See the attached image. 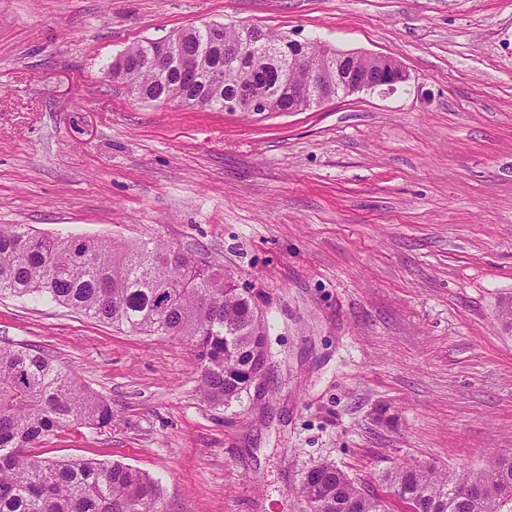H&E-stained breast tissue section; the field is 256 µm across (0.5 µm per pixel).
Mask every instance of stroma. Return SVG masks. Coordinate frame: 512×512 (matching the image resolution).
Instances as JSON below:
<instances>
[{
	"mask_svg": "<svg viewBox=\"0 0 512 512\" xmlns=\"http://www.w3.org/2000/svg\"><path fill=\"white\" fill-rule=\"evenodd\" d=\"M204 22L391 55L409 79L248 116L106 78L128 46ZM1 224L154 238L250 288L271 371L228 408L184 341L0 297V345L112 407L39 454L140 469L166 512H303L322 463L383 497L395 464L512 454V0H0Z\"/></svg>",
	"mask_w": 512,
	"mask_h": 512,
	"instance_id": "1",
	"label": "stroma"
}]
</instances>
